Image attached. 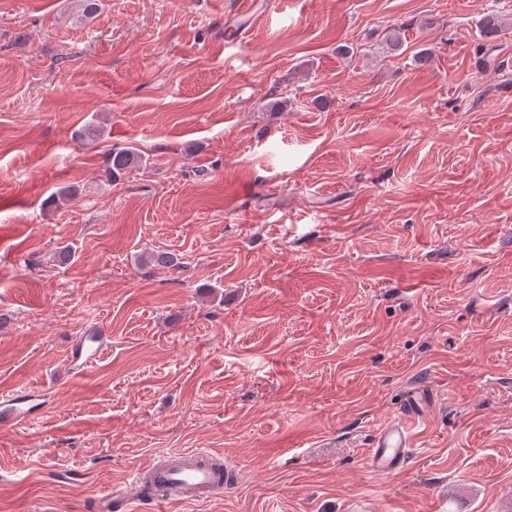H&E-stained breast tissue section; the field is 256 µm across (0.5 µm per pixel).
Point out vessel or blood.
<instances>
[{
  "instance_id": "1",
  "label": "vessel or blood",
  "mask_w": 512,
  "mask_h": 512,
  "mask_svg": "<svg viewBox=\"0 0 512 512\" xmlns=\"http://www.w3.org/2000/svg\"><path fill=\"white\" fill-rule=\"evenodd\" d=\"M104 348L103 337L94 330H86L67 360V369H75L79 364L91 365L100 359ZM28 402L29 398L23 392L0 401V428L36 423L38 417ZM413 438L410 422L397 418L385 422L367 450L366 458L371 470L389 474L401 469L413 446ZM210 461V454L196 449L175 454L168 464L154 468L153 474L163 488L162 502H190L203 493L217 490Z\"/></svg>"
}]
</instances>
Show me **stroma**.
Here are the masks:
<instances>
[{
	"instance_id": "obj_1",
	"label": "stroma",
	"mask_w": 512,
	"mask_h": 512,
	"mask_svg": "<svg viewBox=\"0 0 512 512\" xmlns=\"http://www.w3.org/2000/svg\"><path fill=\"white\" fill-rule=\"evenodd\" d=\"M237 3L0 0V394L41 416L0 429V512H98L195 448L236 480L165 512H496L512 0ZM89 326L110 348L67 371ZM415 388L410 460L374 473ZM134 162L135 153L132 149H112V153H110L107 160L108 173L112 177V180H120Z\"/></svg>"
}]
</instances>
